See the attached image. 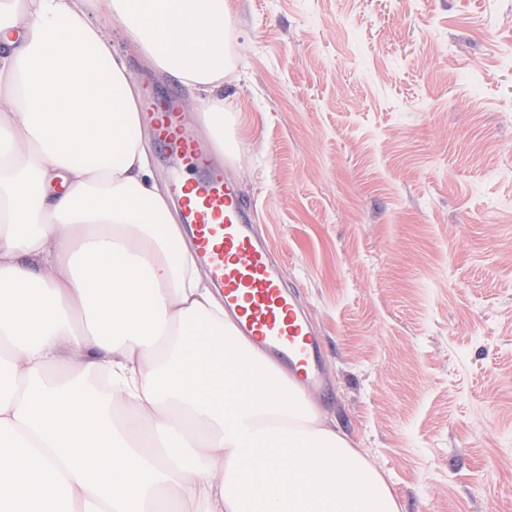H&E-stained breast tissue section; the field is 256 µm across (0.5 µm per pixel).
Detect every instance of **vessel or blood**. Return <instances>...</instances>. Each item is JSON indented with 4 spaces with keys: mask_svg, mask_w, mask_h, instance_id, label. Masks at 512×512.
<instances>
[{
    "mask_svg": "<svg viewBox=\"0 0 512 512\" xmlns=\"http://www.w3.org/2000/svg\"><path fill=\"white\" fill-rule=\"evenodd\" d=\"M157 140L189 175L173 181L190 242L224 293V308L240 333L277 358L304 388L322 387L316 333L265 242L253 232V207L223 167L212 162L187 126L178 97L144 92Z\"/></svg>",
    "mask_w": 512,
    "mask_h": 512,
    "instance_id": "vessel-or-blood-1",
    "label": "vessel or blood"
}]
</instances>
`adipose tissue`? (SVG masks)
I'll return each mask as SVG.
<instances>
[{
    "label": "adipose tissue",
    "instance_id": "ef3b65f1",
    "mask_svg": "<svg viewBox=\"0 0 512 512\" xmlns=\"http://www.w3.org/2000/svg\"><path fill=\"white\" fill-rule=\"evenodd\" d=\"M229 12L0 0V512H400L225 315L105 26L206 95L220 155Z\"/></svg>",
    "mask_w": 512,
    "mask_h": 512
}]
</instances>
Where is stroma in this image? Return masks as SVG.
<instances>
[{
	"mask_svg": "<svg viewBox=\"0 0 512 512\" xmlns=\"http://www.w3.org/2000/svg\"><path fill=\"white\" fill-rule=\"evenodd\" d=\"M229 6L222 163L321 341L309 399L401 512H512V0Z\"/></svg>",
	"mask_w": 512,
	"mask_h": 512,
	"instance_id": "1",
	"label": "stroma"
}]
</instances>
